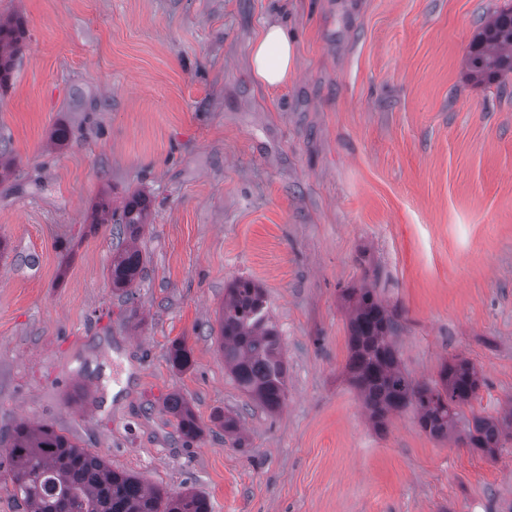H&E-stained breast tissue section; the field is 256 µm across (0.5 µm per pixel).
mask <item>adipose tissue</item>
Here are the masks:
<instances>
[{
	"instance_id": "1",
	"label": "adipose tissue",
	"mask_w": 512,
	"mask_h": 512,
	"mask_svg": "<svg viewBox=\"0 0 512 512\" xmlns=\"http://www.w3.org/2000/svg\"><path fill=\"white\" fill-rule=\"evenodd\" d=\"M254 77L263 85L284 83L296 64V44L287 29L278 23L267 24L249 50Z\"/></svg>"
}]
</instances>
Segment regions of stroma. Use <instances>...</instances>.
Listing matches in <instances>:
<instances>
[{"mask_svg":"<svg viewBox=\"0 0 512 512\" xmlns=\"http://www.w3.org/2000/svg\"><path fill=\"white\" fill-rule=\"evenodd\" d=\"M511 4L0 0L24 31L0 86V435L54 424L147 485L203 492L212 512H512V441L491 458L408 411L372 429L344 375L340 300L373 283L411 379L460 357L485 378L476 412L512 404V76L479 85L465 67ZM274 21L296 64L268 87L248 50ZM106 189L116 207L151 201L130 300L109 279L125 238L89 229ZM238 278L264 288L281 331L288 395L273 415L219 350ZM79 386L87 403L69 404ZM175 393L203 428L190 444L166 409Z\"/></svg>","mask_w":512,"mask_h":512,"instance_id":"35a3bbf8","label":"stroma"}]
</instances>
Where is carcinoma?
<instances>
[{
	"mask_svg": "<svg viewBox=\"0 0 512 512\" xmlns=\"http://www.w3.org/2000/svg\"><path fill=\"white\" fill-rule=\"evenodd\" d=\"M20 26L0 21V85L14 67ZM467 77L493 84L512 74V7L490 16L475 36L466 60ZM149 199L133 193L122 207L112 208L109 196L95 204L92 223L117 224L130 243L112 256V288L125 295L141 280L145 259L135 245L148 223ZM343 298L350 307L349 357L346 371L359 393L372 426L382 431L390 416L411 411L422 431L434 439L452 441L495 456L512 440V409L500 416L467 413L483 383L465 359L446 362L438 378L415 382L402 368L393 336L399 323L372 288H349ZM267 308L264 289L255 281H232L221 309L220 351L224 368L237 386L264 409L279 411L287 397V366L276 325L260 312ZM171 366H192L191 351L182 341L172 344ZM166 408L188 440L202 429L189 403L174 394ZM9 475L15 497L26 512H210L207 497L193 489L168 493L144 484L137 476L118 472L102 457L82 448L76 439L51 424H17L9 436Z\"/></svg>",
	"mask_w": 512,
	"mask_h": 512,
	"instance_id": "cac0c4a2",
	"label": "carcinoma"
}]
</instances>
